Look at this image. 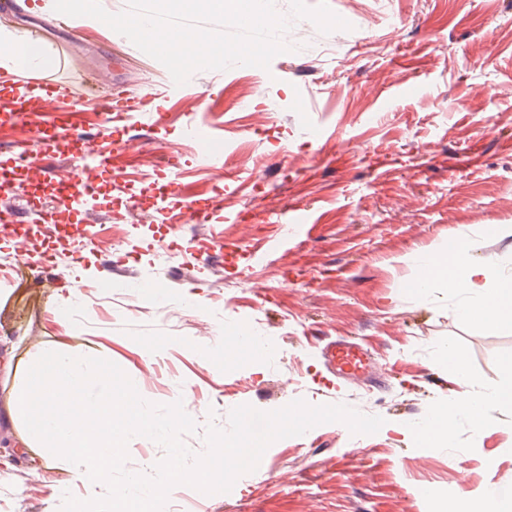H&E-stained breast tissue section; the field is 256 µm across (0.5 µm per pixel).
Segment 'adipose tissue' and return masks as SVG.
Listing matches in <instances>:
<instances>
[{
    "label": "adipose tissue",
    "mask_w": 512,
    "mask_h": 512,
    "mask_svg": "<svg viewBox=\"0 0 512 512\" xmlns=\"http://www.w3.org/2000/svg\"><path fill=\"white\" fill-rule=\"evenodd\" d=\"M54 58L41 40L26 38L15 31L0 28V68L7 72L47 70ZM473 240L465 237L449 239L434 251L404 255V263L415 264L420 273L403 282L407 293L424 296L439 290H453L461 296L457 306L460 320L492 325L512 333V273L494 257L474 259ZM440 362L454 374L458 383L471 386L464 399H450L435 405L420 428L408 430V438L422 448H445L453 441L459 419H467L473 429H481L492 408H512V357L504 360L503 369L509 379L493 390L476 387L477 380L463 355L444 347ZM436 512H512V483H501L487 489L480 500L457 499L455 505L445 500L435 504Z\"/></svg>",
    "instance_id": "obj_1"
}]
</instances>
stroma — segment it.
Instances as JSON below:
<instances>
[{
	"instance_id": "stroma-1",
	"label": "stroma",
	"mask_w": 512,
	"mask_h": 512,
	"mask_svg": "<svg viewBox=\"0 0 512 512\" xmlns=\"http://www.w3.org/2000/svg\"><path fill=\"white\" fill-rule=\"evenodd\" d=\"M18 4L12 30L46 41L57 60L48 77L83 102L91 134L130 142L132 159L87 203L100 233L79 248L35 254L20 276L4 262L14 237L0 232V512H59L64 493H106L102 484L87 491L66 460L27 440V368L58 344L114 362L149 402L194 397L198 430L183 441L197 454L208 422L227 427L243 404L344 403L384 420L370 435L326 423L278 440L230 492L175 486L170 512H431L423 491L477 499L512 481V410L493 412L477 432L459 420L447 448L406 439L431 407L468 393L436 365L442 344L490 388L512 334L457 319L456 295L403 294L401 281L417 271L399 261L467 235L480 243L476 257L512 263V237L485 230L512 224L506 0H328L348 29L310 27L300 50L268 69L201 70L181 86L108 26L74 16L70 28H50L41 0ZM97 73L132 98L161 92L164 124L149 127V113L137 112L111 132L86 92ZM408 85L416 93L403 95ZM193 117L219 157L185 137ZM176 181L209 211L205 227L177 222L182 197L156 210ZM57 193L52 182L28 184L20 194L0 188V199L31 228ZM295 207L320 226L305 243L278 230ZM208 238L222 247L215 266L202 256ZM256 243L271 259L254 263ZM118 263L137 287H116ZM241 333L264 336L270 355L244 352L230 365L209 357ZM341 336L368 343L388 371L382 387L345 386L326 370L313 347Z\"/></svg>"
}]
</instances>
